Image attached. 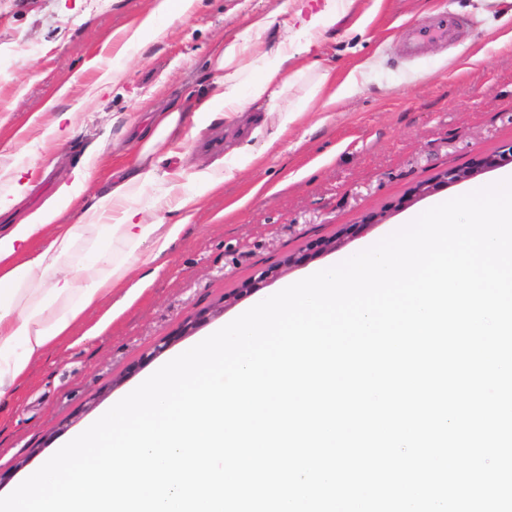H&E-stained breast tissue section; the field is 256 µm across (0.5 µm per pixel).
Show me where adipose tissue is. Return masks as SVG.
<instances>
[{
  "mask_svg": "<svg viewBox=\"0 0 512 512\" xmlns=\"http://www.w3.org/2000/svg\"><path fill=\"white\" fill-rule=\"evenodd\" d=\"M200 0H158L153 12L136 28L125 31L110 69L94 85L95 92L106 91L119 82L122 64L129 49L149 36H158L159 20L173 21L192 15ZM353 0H325L323 10L312 14L304 28L302 48L289 44L287 36L269 35L264 21L250 23L227 42L218 43L208 62L213 72L204 92L190 109L208 117L231 118L249 106L266 105L275 115L278 132L306 111L310 98L325 97L333 105L348 96L357 85L356 72L336 78L321 70L313 48L326 40L337 12L346 11ZM320 69L321 76L309 98L289 103L291 78ZM99 156L85 157L70 182L62 183L52 201L24 221L0 234V400L61 337L70 335L87 310L112 295L130 279L144 245L163 253L182 229L181 223L164 224L146 217L139 204L145 187L157 178L155 168H136L108 193H92L90 175ZM78 210L80 221L63 223V216ZM104 223L108 240L119 239L126 249L124 260L116 261L107 242L94 243L89 262L74 269L71 252L81 226ZM51 232L50 243L38 254L25 256L23 246Z\"/></svg>",
  "mask_w": 512,
  "mask_h": 512,
  "instance_id": "adipose-tissue-1",
  "label": "adipose tissue"
}]
</instances>
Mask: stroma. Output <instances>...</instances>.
<instances>
[{
    "instance_id": "35a3bbf8",
    "label": "stroma",
    "mask_w": 512,
    "mask_h": 512,
    "mask_svg": "<svg viewBox=\"0 0 512 512\" xmlns=\"http://www.w3.org/2000/svg\"><path fill=\"white\" fill-rule=\"evenodd\" d=\"M280 0H201L189 18L131 50L126 76L103 96L90 93L111 68V35L135 27L152 0H0V166H26L29 187L14 216L43 207L71 179L87 151L100 150L94 189L107 191L144 158L152 107L200 94L213 44L259 17L271 34L299 39L296 17L277 15ZM449 8L464 21L453 41L408 59L406 28ZM324 67L344 77L359 69L358 86L335 111L312 102L275 146L263 109L224 120L183 113L172 153L140 196L155 218L183 221L162 255L144 246L131 300L114 294L89 309L71 335L31 364L27 378L0 403V492L9 493L57 442L95 417L175 352L206 335L259 296L300 277L306 266L380 241L429 197L412 193L444 169L468 166L478 154L512 145V0H355L337 15ZM76 109L72 131L49 135L53 121ZM222 149H214V142ZM260 160L201 196L189 219L157 209L171 185L196 191L197 174L223 169L240 147ZM379 224L341 238L337 252L308 255L317 239L340 237L364 216ZM307 255L306 265L241 294L264 268ZM189 333L183 323L201 312ZM166 352H156L162 338Z\"/></svg>"
}]
</instances>
